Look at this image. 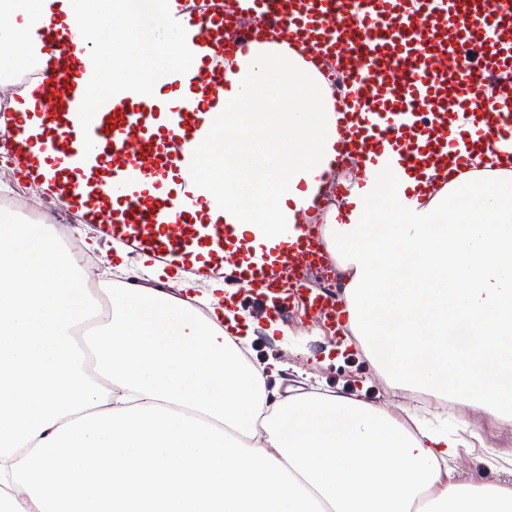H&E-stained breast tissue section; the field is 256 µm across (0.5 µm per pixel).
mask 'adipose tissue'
<instances>
[{
    "mask_svg": "<svg viewBox=\"0 0 512 512\" xmlns=\"http://www.w3.org/2000/svg\"><path fill=\"white\" fill-rule=\"evenodd\" d=\"M84 0H0V70L11 49L40 47ZM98 69L84 124L111 92L159 101L162 84L134 50L194 72L203 53L163 26L160 0L98 8ZM224 118L192 148L209 223L236 225L254 247L278 245L332 174L336 123L323 77L266 49L228 70ZM486 169L430 198L396 155L350 197L325 244L346 274L348 328L393 386L512 413V174ZM261 210H254V203ZM112 291L98 312L75 257L50 225L0 216V500L21 485L33 512H512V485L462 484L449 458L469 448L410 429L343 394L281 397L249 337L229 333L207 295Z\"/></svg>",
    "mask_w": 512,
    "mask_h": 512,
    "instance_id": "1",
    "label": "adipose tissue"
}]
</instances>
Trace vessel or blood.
Here are the masks:
<instances>
[{
    "instance_id": "1",
    "label": "vessel or blood",
    "mask_w": 512,
    "mask_h": 512,
    "mask_svg": "<svg viewBox=\"0 0 512 512\" xmlns=\"http://www.w3.org/2000/svg\"><path fill=\"white\" fill-rule=\"evenodd\" d=\"M500 2L493 9L489 0H228L218 11L167 0V23L205 49L196 75L164 76L181 105L164 114L124 100L79 131L67 117L85 109V75L96 56L76 54L73 28L53 25L31 83L45 112L64 119L49 124L39 142L21 140L14 149L29 158L31 174L39 172L40 156L86 152L100 177L92 216L109 242L170 263L206 248L213 276L239 289L273 288L283 271H293L290 298L318 316L323 302L299 272L328 254L309 224L295 225L292 242L270 262L252 253L234 225L197 222L206 200L186 146L218 119L227 70L268 44L316 70L332 59L352 73L348 93L334 104V163L358 164L343 197L363 186L367 165L383 161L388 148L405 173L434 172L439 188L482 170L488 151L512 171V0ZM244 18L257 26L225 38V28ZM130 171L149 174L155 190L117 192Z\"/></svg>"
}]
</instances>
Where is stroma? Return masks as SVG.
Returning <instances> with one entry per match:
<instances>
[{
    "mask_svg": "<svg viewBox=\"0 0 512 512\" xmlns=\"http://www.w3.org/2000/svg\"><path fill=\"white\" fill-rule=\"evenodd\" d=\"M87 242L94 244L95 255L106 261L111 270L110 276L100 278L95 298H102L105 288L123 285L132 265L140 267L143 287L156 290L169 285L177 298L204 296L214 285L213 278L192 264L176 274H155L143 267L141 254L129 249L115 254L113 245L90 226L80 230L76 240L80 246ZM232 309L243 333L251 337L252 359H271L285 365V372L268 379L269 385L278 387L280 392H342L395 412L403 407L412 409L425 425L469 438V453L448 462L454 479L476 484H512V424L463 402L454 410L438 402L417 406L410 391L394 388L371 367L358 344L349 343L344 334H327L322 325L309 320L296 307H289L287 315L280 317L283 333L272 336L267 333L269 307L254 300L250 293L240 291Z\"/></svg>",
    "mask_w": 512,
    "mask_h": 512,
    "instance_id": "stroma-1",
    "label": "stroma"
}]
</instances>
